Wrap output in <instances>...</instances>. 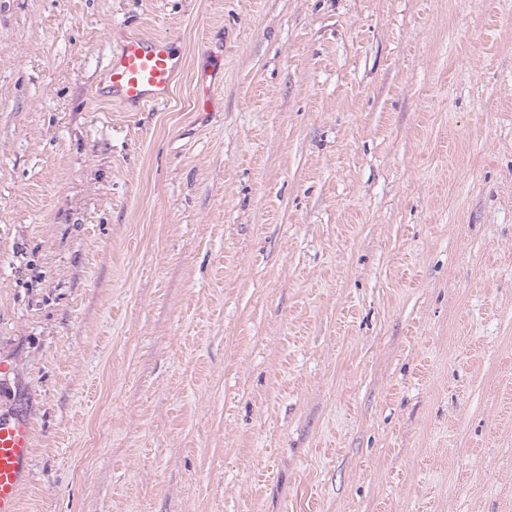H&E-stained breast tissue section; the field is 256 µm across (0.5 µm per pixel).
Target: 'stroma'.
Masks as SVG:
<instances>
[{
  "label": "stroma",
  "instance_id": "stroma-1",
  "mask_svg": "<svg viewBox=\"0 0 512 512\" xmlns=\"http://www.w3.org/2000/svg\"><path fill=\"white\" fill-rule=\"evenodd\" d=\"M0 360L22 512H512V13L0 0ZM185 66L181 46L164 36H125L107 57L95 84V97L130 112L163 104ZM213 62L202 65L197 68L195 76L196 87V111L208 112L213 103V87L212 74L217 66L218 69L222 67V56L214 55Z\"/></svg>",
  "mask_w": 512,
  "mask_h": 512
}]
</instances>
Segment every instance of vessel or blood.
<instances>
[{
  "label": "vessel or blood",
  "mask_w": 512,
  "mask_h": 512,
  "mask_svg": "<svg viewBox=\"0 0 512 512\" xmlns=\"http://www.w3.org/2000/svg\"><path fill=\"white\" fill-rule=\"evenodd\" d=\"M221 56L198 67L195 76L197 111L213 103L212 74ZM185 66L181 46L163 36H125L107 57L95 84L97 100L136 112L168 101L175 79ZM35 447L30 422L0 415V512H21Z\"/></svg>",
  "instance_id": "b4317fda"
}]
</instances>
